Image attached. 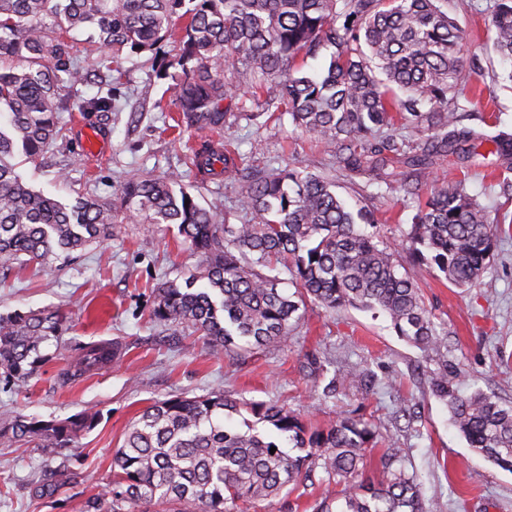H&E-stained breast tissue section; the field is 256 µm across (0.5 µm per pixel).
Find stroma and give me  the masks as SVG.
<instances>
[{
    "mask_svg": "<svg viewBox=\"0 0 512 512\" xmlns=\"http://www.w3.org/2000/svg\"><path fill=\"white\" fill-rule=\"evenodd\" d=\"M490 0H448V13L464 33V79L457 96L461 123L475 129L512 133L511 62L496 57L489 42ZM87 52L81 59L85 80L61 86L68 106L64 129L44 161L24 155L15 161L35 189L68 202L78 194L118 199L133 171L180 185L209 210L236 212L233 181L204 182L190 169L191 148L211 134L178 131L175 88L183 77L171 43L136 52L115 47L99 53L87 32H78ZM107 56L108 68L95 67ZM236 90L225 101L231 118L222 135L253 171L285 165L329 175L337 192L374 219L379 240L404 249L420 198L448 180L485 207L495 229L492 255L481 279L469 288L450 285L438 269L403 259L420 289L440 336L444 357L425 360L399 338L384 315L348 308L307 310L286 344L244 357H216L199 336L173 330L150 316L152 290L165 280H185L200 259L176 239L172 229L146 230L130 219L115 223L110 240L62 254L49 264L0 267V315L57 308L68 330L55 358L20 385L0 380V410L42 420L65 419L89 410L97 425L54 460L40 449L0 436V512H80L86 499L102 493L112 477V456L134 417L156 400L199 396L224 389L234 397L289 407L321 425L340 415L375 424L390 449L414 472L433 512H512V473L499 469L468 447L449 422L448 408L432 391V379L447 373L461 391L479 389L512 406V175L500 173L494 155L483 165L448 156L419 174L408 171L415 194L345 168L334 152L297 128L285 112L241 116L248 91L245 75L227 72ZM110 98L107 112L86 111L87 101ZM112 343L109 367L66 379L73 346ZM338 372L363 370L365 382L344 385L325 396L319 367ZM69 467L70 478L52 499L32 497V481L49 470ZM337 486L320 476L272 500L244 505L240 512H312L321 496Z\"/></svg>",
    "mask_w": 512,
    "mask_h": 512,
    "instance_id": "obj_1",
    "label": "stroma"
}]
</instances>
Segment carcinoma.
Wrapping results in <instances>:
<instances>
[{"mask_svg": "<svg viewBox=\"0 0 512 512\" xmlns=\"http://www.w3.org/2000/svg\"><path fill=\"white\" fill-rule=\"evenodd\" d=\"M182 0H0V264L45 263L112 238L119 214L142 224H172L181 243L206 264L179 284L157 288L152 315L201 336L226 356L282 344L312 304L328 311L380 310L396 334L426 358H441L442 339L418 285L397 272L395 252L357 228L336 183L310 172L282 169L238 176L237 155L209 144L192 153L203 178L232 179L238 209L252 215L232 224L176 192L177 179L142 172L128 175L119 200L76 197L65 204L30 186L13 163L23 152L43 160L62 132L68 111L60 83L82 82L72 65L78 43L63 35L90 25L102 48L128 45L150 51L170 40L179 60L195 61L176 87L181 122L197 131L224 128V101L233 98L228 71H249L251 105L285 107L293 123L322 140L344 166L370 172L383 183L397 169H426L453 154L479 155L488 146L502 171H512V133L460 124L450 105L465 69L463 34L445 10L447 0H195L187 24L174 28ZM494 51L512 61V0H493ZM330 45L334 52L319 79L298 75L296 58ZM278 101L259 99L266 84ZM427 136L417 142L376 133L395 126ZM412 262L436 267L456 288L475 284L494 238L483 207L458 184L435 187L418 205L408 233ZM293 295L279 288L282 272ZM66 332L57 310L0 316V373L27 383L51 360L44 346ZM112 361V345L79 346L67 374L80 377ZM451 423L487 461L512 471V406L475 391L454 390L448 372L432 378ZM247 412L246 430L224 417ZM96 412L64 420H38L3 412L0 435L55 457L93 428ZM267 425L263 433L258 425ZM299 454L281 449L270 433ZM379 433L358 417L320 427L286 404L247 402L218 389L205 395L159 400L129 424L112 459V481L87 499L83 512H237L238 503L278 497L320 468L340 491L313 505L314 512H428L416 476L396 455H383L376 483L362 479L367 453ZM275 452H270L271 448ZM60 483H32L33 496L51 499Z\"/></svg>", "mask_w": 512, "mask_h": 512, "instance_id": "1", "label": "carcinoma"}]
</instances>
